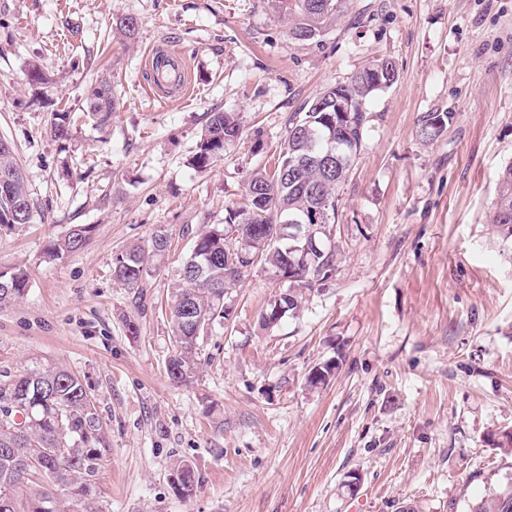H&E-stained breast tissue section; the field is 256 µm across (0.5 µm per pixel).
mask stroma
Returning a JSON list of instances; mask_svg holds the SVG:
<instances>
[{
	"label": "stroma",
	"mask_w": 512,
	"mask_h": 512,
	"mask_svg": "<svg viewBox=\"0 0 512 512\" xmlns=\"http://www.w3.org/2000/svg\"><path fill=\"white\" fill-rule=\"evenodd\" d=\"M126 15L141 21L132 41L108 32ZM153 47L184 53L189 102L147 92ZM376 58L398 80L367 106L332 274L265 328L289 284L252 270L225 289L201 369L173 384L167 303L195 235L273 167L294 112ZM34 64L49 84L29 83ZM106 64L118 105L99 130L82 110ZM60 109L75 118L66 141L47 131ZM214 109L243 133L200 171ZM430 112L450 119L426 139ZM1 137L34 206L0 231V270L30 281L0 307V369L56 363L91 389L111 443L101 512H468L512 487V454L493 446L512 432V236L489 221L512 161V0H349L305 43L274 0H0ZM74 224L94 226L89 244L49 258ZM159 228L172 246L138 299L112 257ZM330 360L335 375L309 385ZM178 459L199 478L189 498L169 480Z\"/></svg>",
	"instance_id": "35a3bbf8"
}]
</instances>
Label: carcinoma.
Returning a JSON list of instances; mask_svg holds the SVG:
<instances>
[{
  "label": "carcinoma",
  "instance_id": "cac0c4a2",
  "mask_svg": "<svg viewBox=\"0 0 512 512\" xmlns=\"http://www.w3.org/2000/svg\"><path fill=\"white\" fill-rule=\"evenodd\" d=\"M279 6L294 19L288 33L303 43L314 39L328 19L346 7V0H279ZM116 29L133 39L140 26L138 18L122 17ZM381 69L383 80L395 84L398 73L387 58L370 61L347 83L328 87L304 103L288 120L287 138L272 172L258 169L248 178L243 205L227 210L224 223L201 230L183 261L180 282L169 307L175 344L166 361V374L176 384H186L194 376L201 359L199 341L215 324L228 319L224 288L245 278L227 264H244L243 256H258L253 266H268L273 274L284 270L280 253L258 251L240 238L229 236L233 226L255 224L268 234L291 232L289 220H296L299 237L284 238L280 246L293 260L288 274V311L297 313L302 303L300 290L313 288V280L326 278L336 263L335 247L328 244L319 228L336 221V192L342 185L336 176V154L355 161L370 118L367 102L381 88L372 84L371 71ZM118 101L112 90V76L96 80L85 98L84 114L96 125L107 126ZM352 107L346 130L340 132L328 122L336 117V105ZM448 113L423 116L420 132L436 136L435 123H447ZM50 136L71 137L69 113L52 114ZM241 124L235 112H211L196 143L193 167L204 171L224 158L225 147L239 139ZM11 175V191L0 192V229L30 223L33 205L27 179L19 166L12 144L0 138V173ZM512 236V162L499 174L490 215ZM90 224H74L48 248L51 257L76 252L88 245ZM171 241L158 231L144 244H130L115 253L112 276L140 296V288L152 261L168 252ZM29 275L21 268L0 271V306L28 293ZM110 451L107 430L100 419L94 398L82 380L65 367L38 361L11 372H0V512H97L93 505L100 462ZM175 489L184 498L193 495L198 479L186 462L173 465L170 473ZM470 512H512V490L493 492L471 506Z\"/></svg>",
  "mask_w": 512,
  "mask_h": 512
}]
</instances>
